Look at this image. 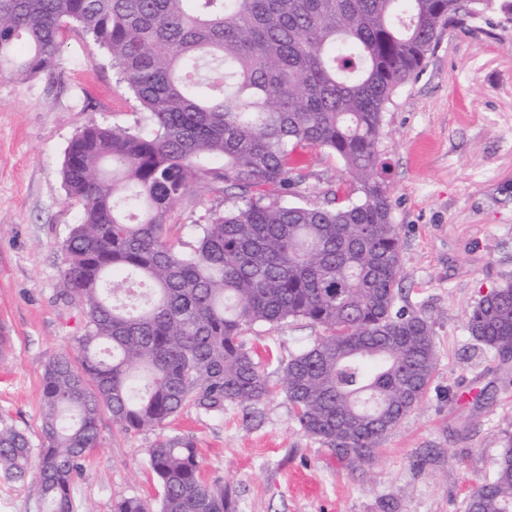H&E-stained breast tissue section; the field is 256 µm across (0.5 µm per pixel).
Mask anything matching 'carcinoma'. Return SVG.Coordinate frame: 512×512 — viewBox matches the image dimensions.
<instances>
[{
  "mask_svg": "<svg viewBox=\"0 0 512 512\" xmlns=\"http://www.w3.org/2000/svg\"><path fill=\"white\" fill-rule=\"evenodd\" d=\"M493 0H0V75L54 69L78 27L112 59L141 112L92 122L61 168L79 223L60 245L61 294L85 316L80 357L45 365L39 448L0 420V472L28 475L42 512H72L71 487L108 411L125 431L159 429L192 408L213 418L269 399L271 375L247 345L256 325L323 329L281 362L304 434L367 462L421 401L436 351L430 321L398 307L403 268L378 143L395 91L423 68L445 28ZM343 165L356 201L289 200L300 149ZM206 183L220 204L195 243L174 239L172 205ZM468 329L512 358V280L481 295ZM467 512H512V432ZM158 504L115 512H228L201 477L192 440L149 449Z\"/></svg>",
  "mask_w": 512,
  "mask_h": 512,
  "instance_id": "carcinoma-1",
  "label": "carcinoma"
}]
</instances>
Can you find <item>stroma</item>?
<instances>
[{
	"label": "stroma",
	"mask_w": 512,
	"mask_h": 512,
	"mask_svg": "<svg viewBox=\"0 0 512 512\" xmlns=\"http://www.w3.org/2000/svg\"><path fill=\"white\" fill-rule=\"evenodd\" d=\"M139 106L115 79L111 58L71 31L60 65L27 81L0 77V417L41 438L43 372L56 353L78 358L83 314L65 301L60 244L81 208L59 170L89 120L128 125ZM388 166L400 232L403 304L426 316L437 364L431 386L366 463L336 455L295 424L278 382L279 363L318 327L255 326L247 344L276 389L257 420L230 405L213 418L188 409L165 431L191 438L202 476L230 512H466L491 477L512 428V360L478 344L469 314L482 294L512 278V21L491 9L473 30L447 29L421 72L398 90L378 144ZM298 203L326 205L340 187L335 156L304 150ZM217 197L197 189L172 208L173 237L193 241L195 220ZM101 443L83 462L74 512H112L127 497H160L147 463L156 430L125 431L102 413Z\"/></svg>",
	"instance_id": "stroma-1"
}]
</instances>
